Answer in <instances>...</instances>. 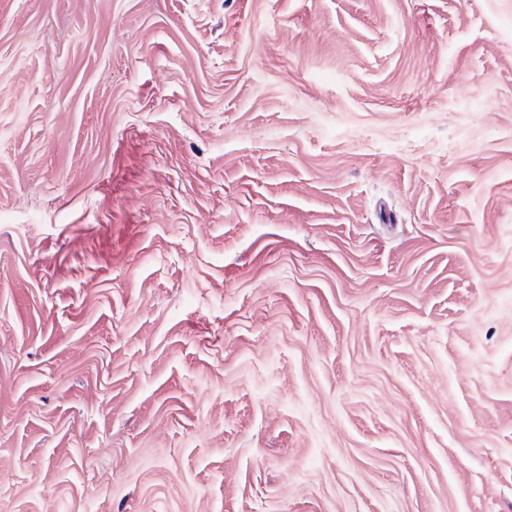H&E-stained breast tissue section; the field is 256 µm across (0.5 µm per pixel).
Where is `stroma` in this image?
<instances>
[{
  "instance_id": "1",
  "label": "stroma",
  "mask_w": 512,
  "mask_h": 512,
  "mask_svg": "<svg viewBox=\"0 0 512 512\" xmlns=\"http://www.w3.org/2000/svg\"><path fill=\"white\" fill-rule=\"evenodd\" d=\"M0 512H512V0H0Z\"/></svg>"
}]
</instances>
